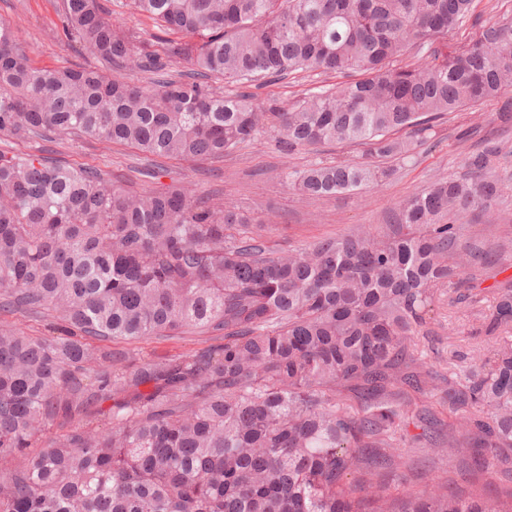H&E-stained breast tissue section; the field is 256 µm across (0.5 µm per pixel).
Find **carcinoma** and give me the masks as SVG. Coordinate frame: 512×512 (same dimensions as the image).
<instances>
[{"label": "carcinoma", "mask_w": 512, "mask_h": 512, "mask_svg": "<svg viewBox=\"0 0 512 512\" xmlns=\"http://www.w3.org/2000/svg\"><path fill=\"white\" fill-rule=\"evenodd\" d=\"M473 0H64L62 33L108 66L33 64L0 21V139L77 137L168 160H220L271 125L280 150L356 144L360 160L290 174L312 199L381 182L450 112L512 88V16L448 50ZM425 51L418 66L401 62ZM183 60L187 73L171 74ZM347 78L291 107L251 92L301 72ZM128 72L151 74L137 83ZM237 88L226 94L220 84ZM403 130L406 137L395 138ZM496 142L467 172L394 207V223L274 250L249 219L180 186L136 190L95 166L0 149V512H512V486L472 480L396 495L407 399L441 392L450 461L512 464V283L480 312L491 348L440 375L421 338L448 304L482 302L471 270L502 251L461 245L491 217ZM204 337L169 359L127 348ZM112 401V426L91 414ZM62 431L54 433V427ZM113 1L116 0H112V3H107L112 10V24L123 29L135 30L139 32L143 38L151 39V35L156 32L155 28L152 27L151 21L134 13L127 7L119 6L118 3Z\"/></svg>", "instance_id": "1"}]
</instances>
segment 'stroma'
I'll return each mask as SVG.
<instances>
[{"label": "stroma", "mask_w": 512, "mask_h": 512, "mask_svg": "<svg viewBox=\"0 0 512 512\" xmlns=\"http://www.w3.org/2000/svg\"><path fill=\"white\" fill-rule=\"evenodd\" d=\"M62 0H0V20L17 31L21 43L35 65L70 67L85 59L80 44L67 40L61 31ZM333 73H298L283 81L257 89L259 101H270L287 107L299 100L308 90L341 82ZM498 102L491 101L476 108H465L448 114L432 142L419 147L412 161L397 163L395 174L385 183L370 184L353 193H344L320 200L302 198L289 188L287 175L313 164L358 160L361 151L353 145L333 148H304L287 154L279 150L270 130H263L250 143L243 145L220 161L188 163L176 160L161 161L159 178L141 176L148 165L143 155L119 146H105L88 140L63 138L45 145L40 140H15L13 151L42 154L51 147L55 158L70 165H92L106 177L118 183L134 181L136 188L158 189L174 182L185 185L192 194L210 196L225 206L249 213L261 220L270 246L297 247L319 238L336 236L367 226L382 231L391 210L403 197L425 187L438 177H454L465 172L468 155L477 141L491 139L503 147L495 170L502 180L501 198L493 206V221L467 215L465 238L497 241L499 235L512 236V133H502L494 115ZM473 131L471 140H461L463 131ZM478 325L476 309L470 306L440 307L428 330L421 350L427 361L439 372L448 370V352L471 353L474 341L449 342L448 332L460 326L473 331ZM416 427H408V438L402 450L410 466L401 477L390 478V485L399 484L416 489L426 483L453 481L466 485L468 468L449 464L447 457L412 443Z\"/></svg>", "instance_id": "1"}]
</instances>
